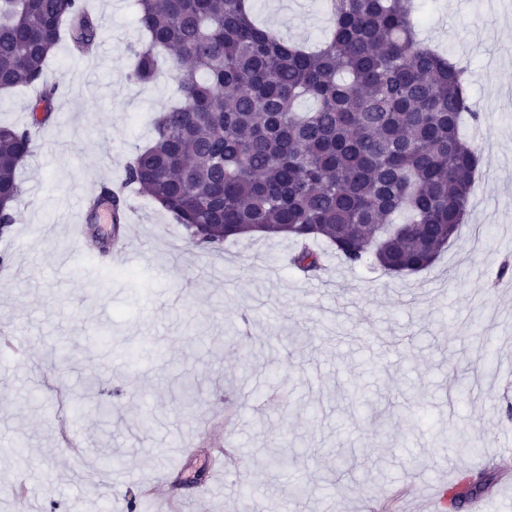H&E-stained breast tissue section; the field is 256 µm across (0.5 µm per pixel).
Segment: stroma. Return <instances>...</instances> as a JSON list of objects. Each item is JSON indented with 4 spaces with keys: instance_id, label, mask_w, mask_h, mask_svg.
<instances>
[{
    "instance_id": "35a3bbf8",
    "label": "stroma",
    "mask_w": 512,
    "mask_h": 512,
    "mask_svg": "<svg viewBox=\"0 0 512 512\" xmlns=\"http://www.w3.org/2000/svg\"><path fill=\"white\" fill-rule=\"evenodd\" d=\"M84 2L102 23L101 58L55 49L47 76L66 90L36 127L16 222L0 236L11 267L0 275V449L31 455L25 468L0 456V512H128L143 486L182 512L245 500L262 512H401L414 489L455 472L477 481L486 512H512V275L499 274L512 263V0H417L422 37L470 70L481 123L465 132L485 141L447 251L408 276L331 253L309 279L284 262L290 240L202 251L134 194L130 259L82 248L83 190L121 183L177 98L172 70L128 78L145 38L134 0ZM254 4L286 40L313 45L330 31L323 0ZM455 375L469 392L453 391ZM182 376L199 383L202 412L183 407ZM264 435L288 456L284 476L260 462ZM229 445L223 478L209 481Z\"/></svg>"
}]
</instances>
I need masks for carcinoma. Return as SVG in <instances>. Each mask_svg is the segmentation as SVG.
I'll list each match as a JSON object with an SVG mask.
<instances>
[{
    "instance_id": "carcinoma-1",
    "label": "carcinoma",
    "mask_w": 512,
    "mask_h": 512,
    "mask_svg": "<svg viewBox=\"0 0 512 512\" xmlns=\"http://www.w3.org/2000/svg\"><path fill=\"white\" fill-rule=\"evenodd\" d=\"M147 43L130 79L159 75L171 52L181 100L125 167L129 188L167 212L191 244L218 251L256 229L292 239L289 262L324 269L319 239L349 266L388 273L430 268L468 212L478 148L462 137L465 71L427 45L414 0H325L331 30L316 49L252 20L253 0H138ZM82 0H0V80L38 90L31 111L51 118L60 83L46 72L65 40L98 47ZM309 100L307 112L298 105ZM33 151L26 128L0 126V234L16 221L18 170ZM124 215L103 184L88 202Z\"/></svg>"
}]
</instances>
